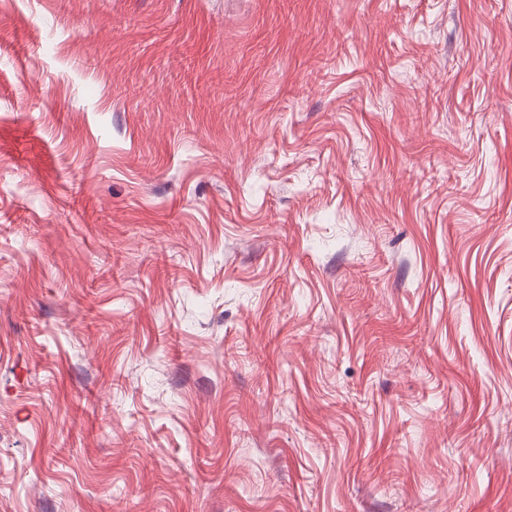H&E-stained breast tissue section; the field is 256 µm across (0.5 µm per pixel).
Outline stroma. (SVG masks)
<instances>
[{
	"label": "stroma",
	"instance_id": "stroma-1",
	"mask_svg": "<svg viewBox=\"0 0 512 512\" xmlns=\"http://www.w3.org/2000/svg\"><path fill=\"white\" fill-rule=\"evenodd\" d=\"M0 512H512V0H0Z\"/></svg>",
	"mask_w": 512,
	"mask_h": 512
}]
</instances>
